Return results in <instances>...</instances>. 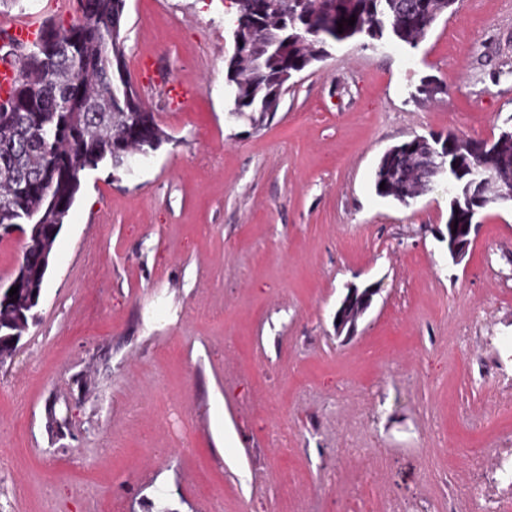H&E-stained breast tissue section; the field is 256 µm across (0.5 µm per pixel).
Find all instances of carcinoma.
I'll use <instances>...</instances> for the list:
<instances>
[{
  "label": "carcinoma",
  "instance_id": "obj_1",
  "mask_svg": "<svg viewBox=\"0 0 512 512\" xmlns=\"http://www.w3.org/2000/svg\"><path fill=\"white\" fill-rule=\"evenodd\" d=\"M456 0H277L278 15L247 33L236 73L226 72L227 112L259 127L278 110L287 73L303 71L353 38L395 40L415 48ZM355 18V24L337 22ZM125 0H76L66 24L44 22L29 61L0 96V231L24 234L21 275L12 298H0V355L34 320L48 267L39 249L53 247L81 187V172L109 163L130 167L165 136L155 115L132 98L125 60ZM493 172L477 198L467 195L471 169ZM447 176V231L466 237L481 212L512 201V131L491 139L415 135L388 149L374 174L378 196L403 205ZM385 188H380V184Z\"/></svg>",
  "mask_w": 512,
  "mask_h": 512
}]
</instances>
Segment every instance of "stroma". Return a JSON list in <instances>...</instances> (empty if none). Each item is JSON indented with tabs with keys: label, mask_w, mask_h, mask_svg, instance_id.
<instances>
[{
	"label": "stroma",
	"mask_w": 512,
	"mask_h": 512,
	"mask_svg": "<svg viewBox=\"0 0 512 512\" xmlns=\"http://www.w3.org/2000/svg\"><path fill=\"white\" fill-rule=\"evenodd\" d=\"M235 12L126 0L133 81L183 103L149 102L169 139L133 172L81 176L0 367V512H512V412L488 414L512 405V207L456 263L445 180L408 206L373 185L414 135L512 126V0H457L414 49L335 46L257 129L225 112Z\"/></svg>",
	"instance_id": "obj_1"
}]
</instances>
